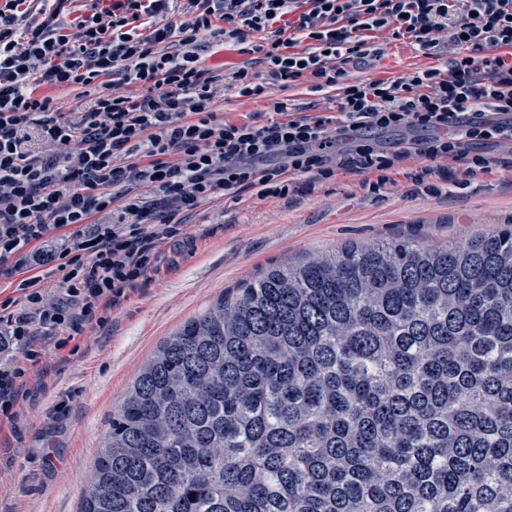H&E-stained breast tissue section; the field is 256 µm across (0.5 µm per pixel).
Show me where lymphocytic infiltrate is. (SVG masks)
<instances>
[{"label": "lymphocytic infiltrate", "mask_w": 512, "mask_h": 512, "mask_svg": "<svg viewBox=\"0 0 512 512\" xmlns=\"http://www.w3.org/2000/svg\"><path fill=\"white\" fill-rule=\"evenodd\" d=\"M0 0V276L22 304L0 303V416L16 419L28 391L34 336L81 334L114 308L184 231L181 214L222 191L280 197L294 176L334 168L378 176L412 155L434 164L465 145L512 142V0ZM406 39L426 56L450 32L446 67L351 83L352 59L380 56L374 34ZM247 44L284 85L303 79L338 91L336 115L274 106L260 125L218 120L219 85L265 98L258 74L214 73L203 38ZM105 81L88 112L65 115L37 87L82 89ZM127 84L144 93H124ZM431 131L425 145L389 154L357 145L335 160L336 131ZM52 156L29 147L32 137Z\"/></svg>", "instance_id": "1"}]
</instances>
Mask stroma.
<instances>
[{
    "label": "stroma",
    "instance_id": "stroma-1",
    "mask_svg": "<svg viewBox=\"0 0 512 512\" xmlns=\"http://www.w3.org/2000/svg\"><path fill=\"white\" fill-rule=\"evenodd\" d=\"M380 58L348 66L347 78L396 79L444 66L448 54L423 56L406 40L377 34ZM336 90L311 91L306 81L272 84L269 96L243 102L225 91L215 110L228 121L272 118V105L293 112L335 114ZM466 157L492 159L490 171L464 178L449 162L428 193L414 176L429 161L400 164L392 183L373 189L341 169L308 186L296 177L281 198L227 192L185 216L186 235L163 245V260L139 288L109 311L97 312L82 335L58 332L61 348L35 337V370L46 385L19 401L15 424L0 425V512H79L81 492L112 415L159 345L224 292L273 264L298 263L348 243L412 239L425 245L463 244L512 226V147L477 142Z\"/></svg>",
    "mask_w": 512,
    "mask_h": 512
}]
</instances>
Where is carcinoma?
<instances>
[{"label": "carcinoma", "mask_w": 512, "mask_h": 512, "mask_svg": "<svg viewBox=\"0 0 512 512\" xmlns=\"http://www.w3.org/2000/svg\"><path fill=\"white\" fill-rule=\"evenodd\" d=\"M80 512H512V228L225 291L136 378Z\"/></svg>", "instance_id": "cac0c4a2"}]
</instances>
